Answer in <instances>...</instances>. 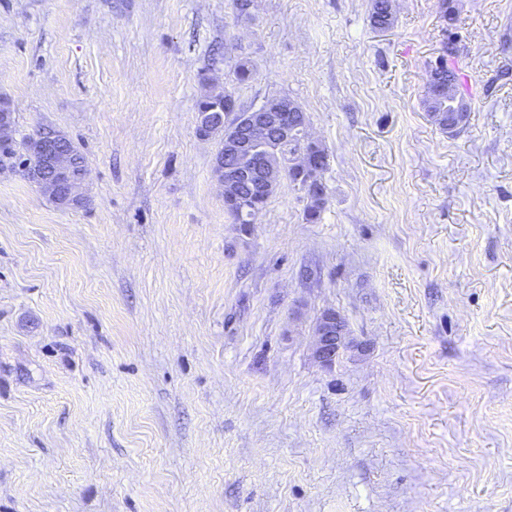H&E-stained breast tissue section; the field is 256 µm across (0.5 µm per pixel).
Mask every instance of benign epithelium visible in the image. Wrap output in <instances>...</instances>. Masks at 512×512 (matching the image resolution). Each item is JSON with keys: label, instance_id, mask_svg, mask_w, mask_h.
<instances>
[{"label": "benign epithelium", "instance_id": "7a95c632", "mask_svg": "<svg viewBox=\"0 0 512 512\" xmlns=\"http://www.w3.org/2000/svg\"><path fill=\"white\" fill-rule=\"evenodd\" d=\"M197 133L210 138L221 133L224 151L214 157L213 172L223 187L224 201L238 205L256 216L257 199L268 200L280 188L290 172L305 177L312 190L321 183L324 152L307 129L302 107L288 97L269 99L257 108L244 109L234 99L214 97L209 92L200 100ZM469 103L456 84L448 82V111L454 121L452 134L463 126ZM9 101L0 99V145L14 142ZM30 151L41 156L43 165L25 169L27 179L35 184L60 209L80 207L85 196L78 192L87 170L74 172L72 145L64 134L39 130L29 138ZM314 357L323 367L335 363L339 351L348 345L347 329L334 310L324 311L315 325Z\"/></svg>", "mask_w": 512, "mask_h": 512}]
</instances>
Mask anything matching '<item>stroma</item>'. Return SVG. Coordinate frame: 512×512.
<instances>
[{
	"label": "stroma",
	"mask_w": 512,
	"mask_h": 512,
	"mask_svg": "<svg viewBox=\"0 0 512 512\" xmlns=\"http://www.w3.org/2000/svg\"><path fill=\"white\" fill-rule=\"evenodd\" d=\"M236 2L0 0L16 141L88 168L75 210L0 173V512H512V0H455L452 136L439 0ZM208 78L303 108L317 223L286 183L234 223ZM450 65L451 69L447 71L446 80L448 81V100L447 98L442 96H434L433 101L429 109L433 112H453L454 113V121L451 122V126L448 129V134L454 133L457 129L463 126L464 123V115L468 112L469 103L468 99L465 98L460 90L457 88L455 81L458 87L462 86V73L460 69L457 67L454 60L447 59V65ZM448 77H451L453 81L448 80ZM433 112H428L429 117L434 121ZM345 324V321H344ZM335 310L324 311L315 325L314 357L323 367H331L342 348L348 345L346 324Z\"/></svg>",
	"instance_id": "1"
}]
</instances>
